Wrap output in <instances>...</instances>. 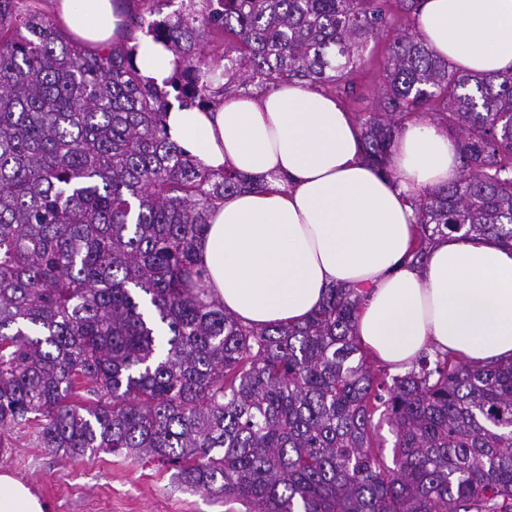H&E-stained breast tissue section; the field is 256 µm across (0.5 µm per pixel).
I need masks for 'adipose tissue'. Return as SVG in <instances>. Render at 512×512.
<instances>
[{
  "instance_id": "adipose-tissue-1",
  "label": "adipose tissue",
  "mask_w": 512,
  "mask_h": 512,
  "mask_svg": "<svg viewBox=\"0 0 512 512\" xmlns=\"http://www.w3.org/2000/svg\"><path fill=\"white\" fill-rule=\"evenodd\" d=\"M56 14L94 48L122 23L116 0H58ZM416 27L460 71L512 69V0H424ZM136 60L158 83L175 66L173 53L146 37ZM167 129L206 167L266 184L217 203L196 246L208 299L243 324L304 323L342 286L361 299L356 335L393 371L425 351L473 366L512 357V250L451 233L430 244L423 265L407 256L417 230L412 197L460 172L445 127L406 121L382 172L332 93L287 81L217 107H172ZM0 512L48 506L1 471Z\"/></svg>"
}]
</instances>
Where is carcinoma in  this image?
<instances>
[{"label":"carcinoma","mask_w":512,"mask_h":512,"mask_svg":"<svg viewBox=\"0 0 512 512\" xmlns=\"http://www.w3.org/2000/svg\"><path fill=\"white\" fill-rule=\"evenodd\" d=\"M39 0H0V448L153 460L245 512H512V360L423 352L403 375L355 336L359 297L332 288L302 325L241 324L206 301L196 240L212 204L262 181L173 141L172 102L206 107L256 82L356 91L370 41L421 0H145L135 47L90 50ZM224 33L220 59L201 40ZM377 111L359 120L383 170L426 113L459 177L414 201L416 258L437 236L512 248V71L466 74L417 32L389 42ZM388 425L392 456L379 433ZM136 60L142 74L158 84H162L175 66L173 53L146 37L137 42Z\"/></svg>","instance_id":"carcinoma-1"}]
</instances>
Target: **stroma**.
Instances as JSON below:
<instances>
[{"label": "stroma", "mask_w": 512, "mask_h": 512, "mask_svg": "<svg viewBox=\"0 0 512 512\" xmlns=\"http://www.w3.org/2000/svg\"><path fill=\"white\" fill-rule=\"evenodd\" d=\"M387 39L371 43L356 74L357 96L344 101L353 115L377 105ZM0 450V469L12 472L47 500L51 512H225L222 502L186 490L153 463L104 452L75 460L40 448L29 429L12 432Z\"/></svg>", "instance_id": "35a3bbf8"}]
</instances>
